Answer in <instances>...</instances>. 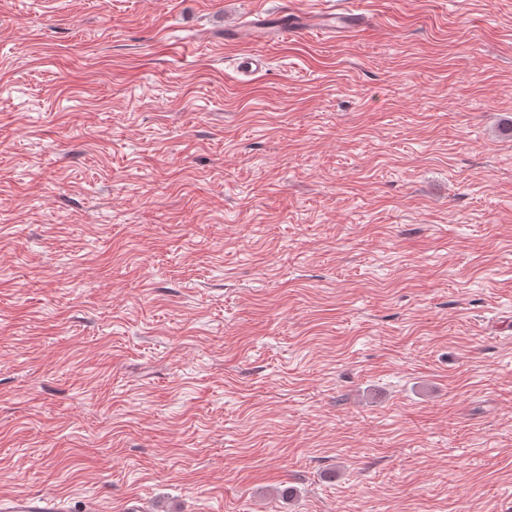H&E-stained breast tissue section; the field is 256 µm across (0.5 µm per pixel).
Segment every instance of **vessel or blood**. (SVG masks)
Masks as SVG:
<instances>
[{"label":"vessel or blood","instance_id":"b4317fda","mask_svg":"<svg viewBox=\"0 0 512 512\" xmlns=\"http://www.w3.org/2000/svg\"><path fill=\"white\" fill-rule=\"evenodd\" d=\"M369 16L354 6L314 8L304 10L292 0H283L278 11L260 12L255 18L228 30L232 40L245 43L275 42L298 33H318L334 36L362 29ZM0 512H67L61 498L34 492L19 491L0 494Z\"/></svg>","mask_w":512,"mask_h":512}]
</instances>
